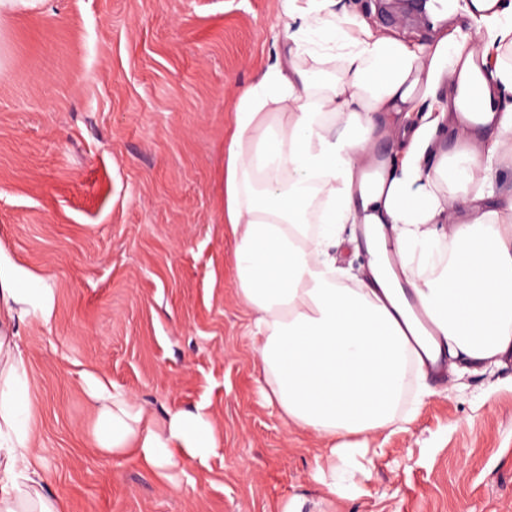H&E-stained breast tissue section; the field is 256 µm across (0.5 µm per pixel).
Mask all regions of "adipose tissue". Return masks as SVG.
Instances as JSON below:
<instances>
[{"label": "adipose tissue", "mask_w": 512, "mask_h": 512, "mask_svg": "<svg viewBox=\"0 0 512 512\" xmlns=\"http://www.w3.org/2000/svg\"><path fill=\"white\" fill-rule=\"evenodd\" d=\"M285 50L237 96L224 142V224L234 240L254 361L292 428L355 463L347 435L389 427L410 367L448 355L473 364L512 355V6L472 0V32L441 27L414 45L338 13L340 0H281ZM322 36L336 74L315 67ZM478 93L488 135L447 153V122L468 119ZM393 149L380 158L378 138ZM456 224L440 233L448 200ZM447 223V222H446ZM367 253L356 287L330 255L344 225ZM407 278L437 339L409 343ZM56 291L0 250V512H66L47 495L34 453L36 420L17 327L50 322ZM96 448L134 459L159 480L206 464L223 438L204 406L156 414L95 373L82 377Z\"/></svg>", "instance_id": "obj_1"}]
</instances>
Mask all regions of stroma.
I'll return each mask as SVG.
<instances>
[{"mask_svg": "<svg viewBox=\"0 0 512 512\" xmlns=\"http://www.w3.org/2000/svg\"><path fill=\"white\" fill-rule=\"evenodd\" d=\"M414 44L406 0H341ZM281 0H41L0 17V248L57 290L18 328L35 453L67 512H512V357L412 380L405 429L344 497L319 443L263 398L224 230L235 94L284 49ZM92 371L165 409L207 404L224 446L180 487L92 444Z\"/></svg>", "mask_w": 512, "mask_h": 512, "instance_id": "stroma-1", "label": "stroma"}]
</instances>
